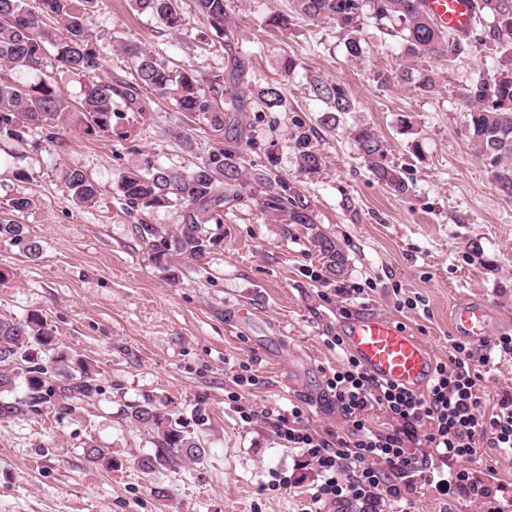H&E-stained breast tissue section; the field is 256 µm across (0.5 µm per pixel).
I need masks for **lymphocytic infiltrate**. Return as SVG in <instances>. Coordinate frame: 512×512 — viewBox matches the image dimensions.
I'll return each mask as SVG.
<instances>
[{"label": "lymphocytic infiltrate", "mask_w": 512, "mask_h": 512, "mask_svg": "<svg viewBox=\"0 0 512 512\" xmlns=\"http://www.w3.org/2000/svg\"><path fill=\"white\" fill-rule=\"evenodd\" d=\"M326 344L341 353V364L329 371L326 386L348 424L347 433L321 435L305 424L297 406L276 426L278 437L301 449L316 468L315 501L400 502L428 472L430 456L470 460L483 446L512 452V398L503 397L498 411L488 416L481 411L480 397L483 369L495 358H512L511 333L478 347L451 340L447 361L435 366L422 393L370 374L347 351L342 336L327 337ZM376 408L394 421L392 431L367 425L368 411ZM420 439L426 452L411 447Z\"/></svg>", "instance_id": "f902f5d3"}]
</instances>
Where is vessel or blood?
I'll return each instance as SVG.
<instances>
[{
	"label": "vessel or blood",
	"instance_id": "b4317fda",
	"mask_svg": "<svg viewBox=\"0 0 512 512\" xmlns=\"http://www.w3.org/2000/svg\"><path fill=\"white\" fill-rule=\"evenodd\" d=\"M474 0H425V9L441 27L463 31L474 15ZM457 332L475 344L490 334L492 314L481 302H465L453 311ZM349 349L375 376L419 390L428 382L433 368L431 349L419 338L389 319L364 317L345 326Z\"/></svg>",
	"mask_w": 512,
	"mask_h": 512
}]
</instances>
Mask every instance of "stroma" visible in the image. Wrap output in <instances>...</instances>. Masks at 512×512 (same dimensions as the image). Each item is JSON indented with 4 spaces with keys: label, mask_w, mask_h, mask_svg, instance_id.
Returning <instances> with one entry per match:
<instances>
[{
    "label": "stroma",
    "mask_w": 512,
    "mask_h": 512,
    "mask_svg": "<svg viewBox=\"0 0 512 512\" xmlns=\"http://www.w3.org/2000/svg\"><path fill=\"white\" fill-rule=\"evenodd\" d=\"M227 2L235 25L223 39L196 17L193 0H182L188 23L177 32L134 11L129 0H100L91 34L104 75L134 83L135 62L121 50L127 42L206 81L222 77L229 51L246 58L248 78L258 85L282 81L280 59L297 58L293 78L284 81L286 108L246 112L253 141L245 161L263 164L274 151L279 173L299 186L316 227L286 223L247 192L211 225L219 246L200 259L173 257L170 271L156 267L138 227L175 229L180 209L129 211L118 178L151 166L190 169L217 141L203 123L143 88L146 111L116 100L109 131L91 137L69 124L51 138L33 131L22 146L0 141V221L27 225L42 244L32 260L0 240V317H41L59 350L85 361L99 386L92 398L57 395L39 413L0 421V512H363L355 501L313 503L315 469L276 435L278 415L295 405L310 428L346 431L326 393L324 375L338 364L326 337L350 320L385 317L444 362L457 335L452 310L467 300L489 306L493 336L512 333V199L468 145L462 97L487 49L429 60L437 88L423 95L398 80L396 39L370 16L361 19L366 53L354 60L336 28L299 15L296 0ZM273 11L290 17L288 29L263 27ZM380 70L392 74L390 85L375 82ZM312 74L344 84L356 104L336 129L318 122ZM402 118L411 134H400ZM298 120L314 129L318 174L297 168L290 134ZM361 124L385 140L407 194L374 180L349 135ZM73 165L98 183L94 205H77L65 188L63 170ZM19 168L25 180L15 179ZM19 196L34 199V208L13 211ZM319 232L343 250V273L326 270ZM410 299L416 308H406ZM243 306L250 318L240 325ZM246 368L256 385H236ZM480 389L481 409L492 414L512 396V360L485 373ZM147 401L165 405L193 433L206 450L203 461L183 458L153 472L138 467L152 437L127 414ZM242 407L257 418L244 422ZM92 445L110 449L111 463L88 462L84 450ZM430 464L433 474L417 480L408 512H492L456 488H438L435 473L466 465L512 490V455L494 448H481L467 464L436 457ZM274 474L287 487H269Z\"/></svg>",
    "instance_id": "35a3bbf8"
}]
</instances>
